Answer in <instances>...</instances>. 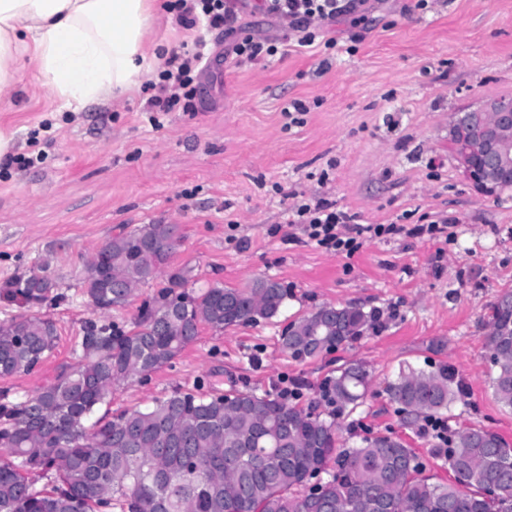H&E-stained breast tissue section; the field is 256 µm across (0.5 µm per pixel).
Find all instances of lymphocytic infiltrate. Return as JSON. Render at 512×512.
<instances>
[{"label":"lymphocytic infiltrate","mask_w":512,"mask_h":512,"mask_svg":"<svg viewBox=\"0 0 512 512\" xmlns=\"http://www.w3.org/2000/svg\"><path fill=\"white\" fill-rule=\"evenodd\" d=\"M339 2L263 0V12L275 18L282 28L281 34L271 35L243 26L241 16L249 7L248 0H169L167 8L174 12L176 24L194 31L195 38L192 44L170 50L156 80L147 85L150 95L144 111H196L199 77L212 53L209 36L215 32L224 36L225 55L239 61H265L277 55L284 45L282 33L288 29L296 32L299 46L319 41L324 48H335V38L327 37L326 31L341 11ZM289 221L301 225L307 238L318 247L339 255L355 253L360 247V234L381 238L398 231L394 224H358L356 215L337 209L334 202L326 199L294 205Z\"/></svg>","instance_id":"obj_1"}]
</instances>
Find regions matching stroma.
Here are the masks:
<instances>
[{
	"mask_svg": "<svg viewBox=\"0 0 512 512\" xmlns=\"http://www.w3.org/2000/svg\"><path fill=\"white\" fill-rule=\"evenodd\" d=\"M367 0L330 27L332 50L287 45L260 62L227 59L202 85L193 112L153 127L133 90L79 111L61 110L32 73L0 100V283L47 267L67 296L53 310L58 347L28 374L0 379L23 399L53 380L93 312L84 267L120 227L178 225L173 264L194 266L198 287H242L269 276L289 291L270 321L197 339L147 381L112 392L110 411L143 408L174 389L277 393L301 388L300 406L348 362L370 372L364 404L343 439L393 433L436 479L448 467L420 427L401 426L386 388L402 365H445L465 396L449 425L483 427L512 443V410L489 387L490 306L512 291V195L476 194L448 142V118L488 97H512V0ZM305 104L288 111L289 102ZM327 199L361 224L447 222V238L362 237L350 256L316 246L289 223L294 202ZM380 313L367 337L299 361L283 329L323 305Z\"/></svg>",
	"mask_w": 512,
	"mask_h": 512,
	"instance_id": "1",
	"label": "stroma"
}]
</instances>
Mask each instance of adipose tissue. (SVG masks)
<instances>
[{"label":"adipose tissue","mask_w":512,"mask_h":512,"mask_svg":"<svg viewBox=\"0 0 512 512\" xmlns=\"http://www.w3.org/2000/svg\"><path fill=\"white\" fill-rule=\"evenodd\" d=\"M150 24L149 0H0V97L29 70L66 109L117 99L149 65Z\"/></svg>","instance_id":"ef3b65f1"}]
</instances>
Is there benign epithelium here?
Masks as SVG:
<instances>
[{"label":"benign epithelium","mask_w":512,"mask_h":512,"mask_svg":"<svg viewBox=\"0 0 512 512\" xmlns=\"http://www.w3.org/2000/svg\"><path fill=\"white\" fill-rule=\"evenodd\" d=\"M448 137L456 142L455 159L471 187L481 195L498 192V178L512 165V99L491 97L453 113Z\"/></svg>","instance_id":"7a95c632"}]
</instances>
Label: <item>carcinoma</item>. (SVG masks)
<instances>
[{"mask_svg":"<svg viewBox=\"0 0 512 512\" xmlns=\"http://www.w3.org/2000/svg\"><path fill=\"white\" fill-rule=\"evenodd\" d=\"M175 224H144L112 236L85 265L82 295L100 315L126 305L134 288L167 274L168 287L132 326L89 320L52 382L23 400L0 402V512H512V444L480 427L433 445L451 477L434 481L402 439L364 437L339 446L340 418L364 402L370 372L345 363L323 389L329 410L270 393L177 388L146 408L92 419L112 390L178 357L207 326L221 332L276 317L288 289L272 278L242 288L195 291L194 268H170ZM25 312L0 323V378L29 373L58 346L41 309L67 299L48 268L0 285ZM356 304L322 306L290 323L280 344L314 360L375 328ZM486 347L495 400L512 410V292L490 309ZM388 394L402 425L441 418L462 395L444 367L401 368ZM325 473L321 492L307 489ZM45 479L40 489L35 483Z\"/></svg>","mask_w":512,"mask_h":512,"instance_id":"obj_1","label":"carcinoma"}]
</instances>
